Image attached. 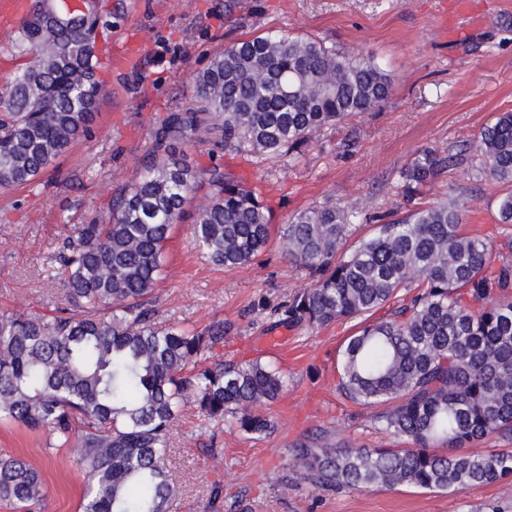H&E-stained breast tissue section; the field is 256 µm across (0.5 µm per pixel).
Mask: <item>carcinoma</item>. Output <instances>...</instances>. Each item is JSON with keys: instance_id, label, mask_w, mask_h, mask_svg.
I'll list each match as a JSON object with an SVG mask.
<instances>
[{"instance_id": "carcinoma-1", "label": "carcinoma", "mask_w": 512, "mask_h": 512, "mask_svg": "<svg viewBox=\"0 0 512 512\" xmlns=\"http://www.w3.org/2000/svg\"><path fill=\"white\" fill-rule=\"evenodd\" d=\"M101 0L75 16L37 0L14 48L16 70L0 87V189L33 185L91 133L103 81L96 31ZM392 79L371 58L312 38L270 31L241 39L195 77L193 107L165 118L131 184L97 224H76L59 253L68 299L82 308L52 316L0 310V424L44 430L76 450L87 486L81 512H168L169 430L194 405L208 421L247 435L270 425L258 408L276 401L285 375L260 360L209 362L230 327L159 326L150 298L175 225L191 224L198 250L217 266L250 263L271 240L270 208L221 164L177 154L180 139L212 142L265 159L301 148L325 127L373 112ZM482 173L512 186V112L486 124ZM458 157L417 150L400 171L412 201ZM512 227V193L497 201ZM355 214L306 211L283 225L282 254L310 285L271 308L290 327L361 319L337 364V391L363 406L390 404L376 428L406 448L331 446L305 436L294 460L322 488L382 484L431 491L512 481V261L496 262L487 238L462 230L445 197L344 248ZM384 320H369L401 291ZM40 473L0 460V499L31 512Z\"/></svg>"}]
</instances>
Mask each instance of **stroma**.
Segmentation results:
<instances>
[{
	"instance_id": "35a3bbf8",
	"label": "stroma",
	"mask_w": 512,
	"mask_h": 512,
	"mask_svg": "<svg viewBox=\"0 0 512 512\" xmlns=\"http://www.w3.org/2000/svg\"><path fill=\"white\" fill-rule=\"evenodd\" d=\"M35 0H0V84L15 69L13 45ZM111 10L98 49L106 93L89 137L73 143L33 185L0 191V309L43 315L66 307L63 278L48 279L71 225L100 220L129 185L159 123L191 104L196 75L225 46L256 33L285 30L352 55L374 58L393 79L379 110L324 128L300 159L257 161L246 153L181 141L177 152L207 157L260 188L273 227L305 210H356L350 242L375 231L371 217L398 210L399 173L413 153L436 147L459 155L426 191L457 196L463 230L493 240L497 260H512L496 203L511 191L485 177L473 147L482 127L512 112V0H103ZM309 284L278 240L249 264L214 266L196 250L189 224L176 227L164 275L153 294L155 320L231 330L212 360L261 359L287 375L281 397L262 407L272 428L246 435L218 427L185 407L171 434L177 494L169 512H512V485L429 491L408 486L362 489L313 486L295 466L293 448L317 431L332 445L402 448L404 439L374 425L381 406H361L336 391L337 362L354 322L305 329L275 325L259 299L287 301ZM221 462H214L212 451ZM0 458L38 469L45 496L37 512H80L86 475L70 448L47 432L0 426ZM224 488L214 501V485Z\"/></svg>"
}]
</instances>
